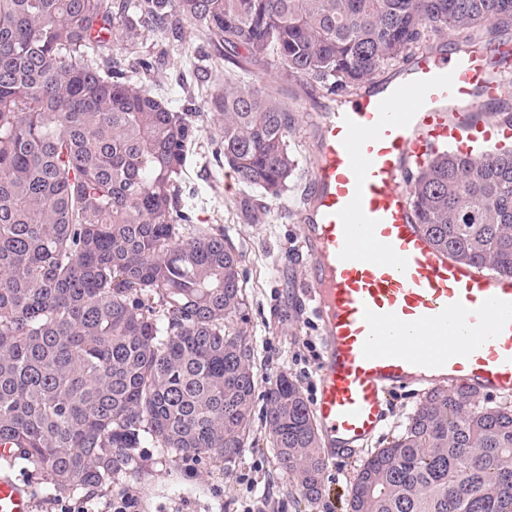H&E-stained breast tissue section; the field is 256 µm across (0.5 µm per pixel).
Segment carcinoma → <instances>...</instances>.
Segmentation results:
<instances>
[{
    "mask_svg": "<svg viewBox=\"0 0 512 512\" xmlns=\"http://www.w3.org/2000/svg\"><path fill=\"white\" fill-rule=\"evenodd\" d=\"M191 22L236 66L348 95L444 30L512 25V0H0V445L53 489L102 488L137 448L197 461L245 447L256 382L240 256L193 224L181 185L198 127L132 79L116 42ZM207 109L220 153L272 201L298 176V114L233 73ZM495 114L512 126V82ZM440 251L512 274V147L440 148L408 177ZM265 420L309 502L325 455L298 384L279 375ZM350 512H512V402L423 393L359 466Z\"/></svg>",
    "mask_w": 512,
    "mask_h": 512,
    "instance_id": "cac0c4a2",
    "label": "carcinoma"
}]
</instances>
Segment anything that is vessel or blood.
<instances>
[{"mask_svg":"<svg viewBox=\"0 0 512 512\" xmlns=\"http://www.w3.org/2000/svg\"><path fill=\"white\" fill-rule=\"evenodd\" d=\"M509 53L473 44L452 58L422 57L405 82L328 116L303 227L324 345L311 411L328 450L363 448L404 386L512 393V275L438 252L414 222L405 182L431 149L478 155L512 140L511 125L449 118L453 105L496 100L485 60ZM32 507L30 488L0 471V512Z\"/></svg>","mask_w":512,"mask_h":512,"instance_id":"b4317fda","label":"vessel or blood"}]
</instances>
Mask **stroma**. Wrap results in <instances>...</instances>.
<instances>
[{
	"label": "stroma",
	"mask_w": 512,
	"mask_h": 512,
	"mask_svg": "<svg viewBox=\"0 0 512 512\" xmlns=\"http://www.w3.org/2000/svg\"><path fill=\"white\" fill-rule=\"evenodd\" d=\"M490 39L512 44V27L443 32L431 40V53L447 57L461 53L471 42ZM122 55L131 64L143 55L156 58L154 70L134 72V79L163 95L173 110L192 113L199 128L185 163V197L193 223L223 228L241 259L257 377L249 438L231 464L220 459L196 463L159 448L137 449L138 472L113 476L102 491H55L33 465L20 459L8 472L29 485L33 512H61L64 505L82 500L90 512H101L109 499L124 492L137 496L140 512H244L260 500L266 502V512H348L349 489L363 451L348 452L337 463L328 462L321 498L300 504L268 446L263 420L265 392L277 376H291L306 400H313L317 393L316 369L323 345L318 321L304 298L308 257L302 248V227L310 208L302 198L312 187L323 115L341 109L346 101L297 83H283L273 67L262 68L266 85L287 98L300 116L292 141L301 176L280 200L269 202L238 182L217 160L221 133L207 109L205 82L223 77L224 61L209 40L188 23L179 41L143 28L124 43ZM420 398V392L409 388L391 395L384 427L372 447L385 446L397 434Z\"/></svg>",
	"instance_id": "1"
}]
</instances>
